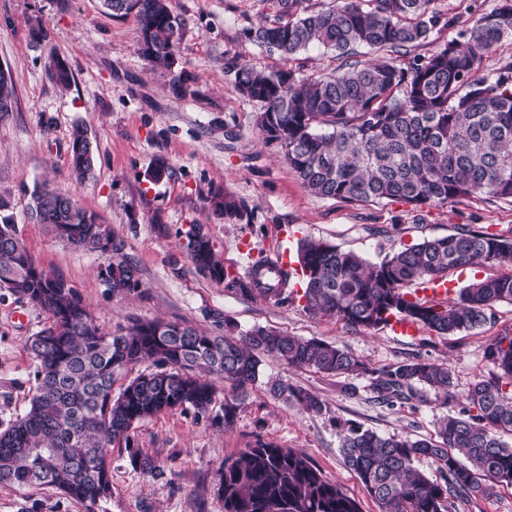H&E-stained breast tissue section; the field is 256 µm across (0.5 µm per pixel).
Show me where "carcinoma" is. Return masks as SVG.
I'll use <instances>...</instances> for the list:
<instances>
[{
  "label": "carcinoma",
  "instance_id": "carcinoma-1",
  "mask_svg": "<svg viewBox=\"0 0 512 512\" xmlns=\"http://www.w3.org/2000/svg\"><path fill=\"white\" fill-rule=\"evenodd\" d=\"M274 18L246 32L248 40L286 60L313 45L338 52L330 73L303 75L293 68L264 70L248 63L229 68L235 85L261 105L256 124L275 143L303 186L323 199L380 203L404 201L446 205L459 198L512 199V59L482 73L484 59L512 39V0H470L467 19L445 13L437 0H332L315 9L309 0H269ZM116 16L135 14L138 53L167 69L182 40L185 21L168 0H104ZM441 28L457 36L427 55H410ZM62 88L71 72L62 61L50 68ZM16 89L0 68V113L14 110ZM69 168L81 184L94 176L97 147L88 130L73 128ZM210 206L240 218V202L215 193ZM28 214L76 249L106 258L101 279L112 294L142 287L139 270L119 257L121 244L73 196L43 182L31 193ZM195 268L227 290L250 298L279 300L271 259L255 263L245 278L224 268L204 225L185 233ZM303 309L355 329L376 331L410 323L438 336L481 327L495 304L512 301V274L490 276L461 288L452 300L419 296L448 274L472 265L512 264V238L467 224L446 237L425 239L368 261L352 251L316 240L300 244ZM0 289L26 299L49 323L26 343L35 362L36 386L27 410L0 431V484L20 489L54 487L94 512L112 495V446L131 447L140 422L168 411L209 412L216 377L235 390L224 400V426L258 381L262 358L327 374H369L376 400L422 401L430 390L443 404L454 397L451 371L414 358L371 369L345 347L285 335L264 327L248 331L222 314L224 335L213 336L178 322H135L126 331L105 332L90 316L76 289L39 267L18 237L15 224L0 221ZM490 377L473 382L468 407L446 416L435 435H380L360 424L341 425V455L380 512H457L496 486L512 487V329L484 348ZM141 373L114 392L122 371L144 362ZM274 393L295 397L318 412L317 396L281 382ZM426 460L440 478L419 469ZM219 492L224 512H360L357 500L328 480L304 454L257 438L224 461Z\"/></svg>",
  "mask_w": 512,
  "mask_h": 512
}]
</instances>
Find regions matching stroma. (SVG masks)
Returning <instances> with one entry per match:
<instances>
[{
    "instance_id": "35a3bbf8",
    "label": "stroma",
    "mask_w": 512,
    "mask_h": 512,
    "mask_svg": "<svg viewBox=\"0 0 512 512\" xmlns=\"http://www.w3.org/2000/svg\"><path fill=\"white\" fill-rule=\"evenodd\" d=\"M170 7L184 18L185 28L175 63L165 69L138 54L136 17L112 15L103 0H0V67L9 70L17 93L13 112L0 114V198L8 203L0 215L14 221L36 264L74 285L94 323L106 330L164 319L219 335L223 328L214 318L219 312L243 330L263 326L348 348L376 369L415 357L447 364L457 397L444 406L430 392L411 407L387 405L375 400L369 376L318 373L267 357L232 427L219 424L224 400L233 394L219 379L206 416L165 413L140 423L134 448L113 447L112 495L96 512H224L220 469L259 437L304 452L359 501L362 512H378L343 462L339 424L358 423L381 435H434L438 420L462 410L470 384L490 375L484 347L501 329L512 327V303H498L493 322L446 338L421 327L411 335L389 326L356 330L304 311L298 243L323 239L376 261L465 224L510 237L512 200L462 198L416 207L312 195L280 149L263 141L256 127L261 106L239 92L229 72L241 63L285 67L278 53L246 37L271 15L269 0H170ZM55 59L72 73L69 88L50 78ZM177 75L183 79L179 92L173 88ZM77 124L97 145L94 176L80 185L69 175L70 135ZM158 156L167 159L170 171L152 182L147 170ZM45 181L76 195L111 227L122 255L140 270V292L112 296L98 275L104 258L74 250L46 226L28 220L30 193ZM217 192L241 201L242 219L213 211L209 198ZM161 224L166 233L158 232ZM192 224L203 225L234 274H243L248 256L287 251L290 297L244 299L198 272L185 250ZM47 322L44 311L0 290V430L29 403L33 362L25 344ZM274 381L316 395L321 411L273 394ZM136 450L156 461L157 475L135 468L131 454ZM0 512L85 509L51 487L0 484Z\"/></svg>"
}]
</instances>
